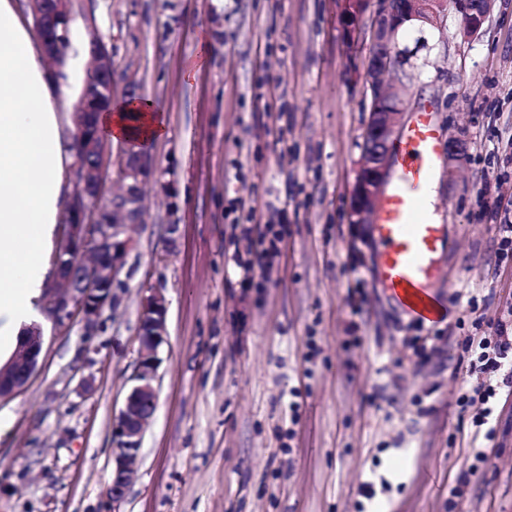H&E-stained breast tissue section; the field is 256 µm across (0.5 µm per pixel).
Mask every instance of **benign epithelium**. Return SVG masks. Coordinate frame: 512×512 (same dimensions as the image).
I'll use <instances>...</instances> for the list:
<instances>
[{"label": "benign epithelium", "mask_w": 512, "mask_h": 512, "mask_svg": "<svg viewBox=\"0 0 512 512\" xmlns=\"http://www.w3.org/2000/svg\"><path fill=\"white\" fill-rule=\"evenodd\" d=\"M33 27L48 60L61 66L65 56L61 37L72 22V0H28ZM342 18L349 40L356 39L360 22L369 16L370 42L363 80L370 91V109L361 133V162L351 189L349 224L357 236L367 234L365 225L390 174V147L399 137L406 113L404 100L394 85L383 82L389 72L404 73L402 56L395 47V34L405 23L441 27L448 4L462 17V32L475 35L485 23L487 0H342ZM90 68L72 112V142L75 143L69 194L63 216V245L54 257L52 279L42 298L44 319L54 328L67 325L74 313L81 314L86 335L94 333L103 307L115 303L112 289L124 258L133 246L130 228L142 223L143 187L153 177L152 159L122 147L112 150V141L99 127L97 116L112 102V53L91 28ZM448 164H460L467 156V141L460 134L448 140ZM116 161L121 179L118 190L106 189L109 162ZM167 301L154 292L145 301L139 318L140 355L135 384L112 422V475L105 495L112 512L123 502L131 480L132 464L140 450L145 426L157 401L154 386L165 342ZM44 344L41 324L25 327L15 354L0 363V401L21 391L36 371Z\"/></svg>", "instance_id": "obj_1"}]
</instances>
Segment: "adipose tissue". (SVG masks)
I'll return each mask as SVG.
<instances>
[{
	"instance_id": "ef3b65f1",
	"label": "adipose tissue",
	"mask_w": 512,
	"mask_h": 512,
	"mask_svg": "<svg viewBox=\"0 0 512 512\" xmlns=\"http://www.w3.org/2000/svg\"><path fill=\"white\" fill-rule=\"evenodd\" d=\"M86 54L79 47L60 72L47 73L15 0H0V347L39 315L53 228L71 189L62 116L74 110L69 87L83 77ZM98 121L112 141L129 146L166 132L139 98L111 104Z\"/></svg>"
}]
</instances>
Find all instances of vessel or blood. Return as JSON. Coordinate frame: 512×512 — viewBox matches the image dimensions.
I'll return each instance as SVG.
<instances>
[{"label": "vessel or blood", "instance_id": "vessel-or-blood-1", "mask_svg": "<svg viewBox=\"0 0 512 512\" xmlns=\"http://www.w3.org/2000/svg\"><path fill=\"white\" fill-rule=\"evenodd\" d=\"M441 133L432 112H413L392 152L394 175L376 217L378 279L393 300L408 297L414 315L428 317L427 290L438 255L445 247L441 225L424 206L427 188L440 161Z\"/></svg>", "mask_w": 512, "mask_h": 512}]
</instances>
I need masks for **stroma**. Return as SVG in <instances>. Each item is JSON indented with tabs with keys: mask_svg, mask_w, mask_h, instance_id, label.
<instances>
[{
	"mask_svg": "<svg viewBox=\"0 0 512 512\" xmlns=\"http://www.w3.org/2000/svg\"><path fill=\"white\" fill-rule=\"evenodd\" d=\"M72 14V33L93 23L108 43L114 98L135 88L167 134L145 147L157 174L116 305L95 335L46 330L36 372L0 402V512H512V395L490 439L474 436L481 404H459L486 380L464 338L512 324V262L498 258L512 0H491L469 38L453 9L441 28L396 36L406 76L386 82L408 111L428 107L443 138L468 140L463 164L436 174L444 311L422 325L379 285L375 238L352 237L370 41H348L340 0H74ZM205 39L211 54L185 79ZM257 223L288 233L248 281L237 260ZM158 288L157 406L116 509L112 420ZM425 336L440 352L423 363Z\"/></svg>",
	"mask_w": 512,
	"mask_h": 512,
	"instance_id": "1",
	"label": "stroma"
}]
</instances>
